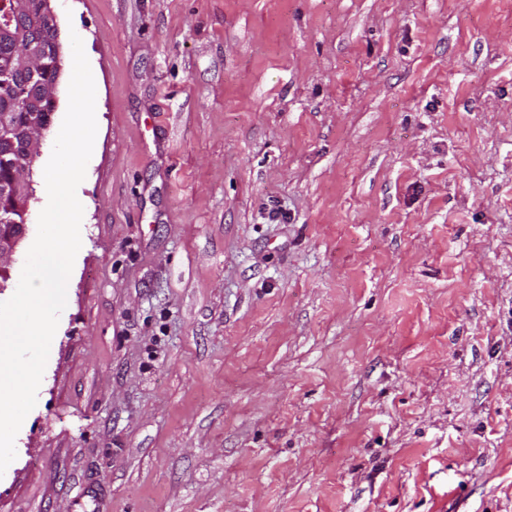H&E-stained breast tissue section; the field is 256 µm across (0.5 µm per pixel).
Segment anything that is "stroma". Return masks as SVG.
Returning <instances> with one entry per match:
<instances>
[{
	"label": "stroma",
	"instance_id": "35a3bbf8",
	"mask_svg": "<svg viewBox=\"0 0 512 512\" xmlns=\"http://www.w3.org/2000/svg\"><path fill=\"white\" fill-rule=\"evenodd\" d=\"M53 7L97 133L0 512H512V0Z\"/></svg>",
	"mask_w": 512,
	"mask_h": 512
}]
</instances>
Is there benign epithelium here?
I'll return each mask as SVG.
<instances>
[{
    "instance_id": "benign-epithelium-1",
    "label": "benign epithelium",
    "mask_w": 512,
    "mask_h": 512,
    "mask_svg": "<svg viewBox=\"0 0 512 512\" xmlns=\"http://www.w3.org/2000/svg\"><path fill=\"white\" fill-rule=\"evenodd\" d=\"M52 0H11L0 13V44L8 50L13 76L21 79L10 96L0 100V162L13 175L0 182V199L22 204V221L0 225V289L9 279L10 262L27 232V213L34 190L32 165L58 106L57 90L63 73L62 45ZM26 29L22 39L17 31ZM28 113L20 122L15 112Z\"/></svg>"
}]
</instances>
